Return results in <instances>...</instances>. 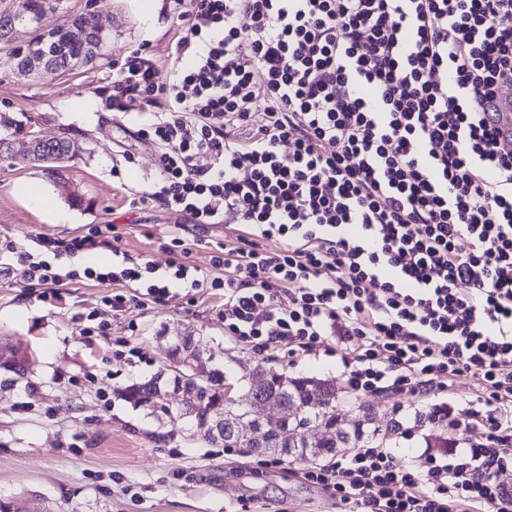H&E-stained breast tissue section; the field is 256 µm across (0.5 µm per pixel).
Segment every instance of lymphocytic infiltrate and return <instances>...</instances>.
<instances>
[{"mask_svg": "<svg viewBox=\"0 0 512 512\" xmlns=\"http://www.w3.org/2000/svg\"><path fill=\"white\" fill-rule=\"evenodd\" d=\"M175 3L184 61L160 84L132 50L109 106L150 116L148 201L247 232L208 272L174 258L106 273L134 290L106 307L220 288L230 342L309 353L335 337L353 392L477 379L466 419L429 410L462 449L419 470L361 448L304 478L356 512H512L497 481L512 466V151L486 124L512 85V0ZM17 272L62 283L28 253L0 263Z\"/></svg>", "mask_w": 512, "mask_h": 512, "instance_id": "f902f5d3", "label": "lymphocytic infiltrate"}]
</instances>
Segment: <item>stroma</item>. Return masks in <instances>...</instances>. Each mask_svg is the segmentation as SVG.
Segmentation results:
<instances>
[{
	"label": "stroma",
	"mask_w": 512,
	"mask_h": 512,
	"mask_svg": "<svg viewBox=\"0 0 512 512\" xmlns=\"http://www.w3.org/2000/svg\"><path fill=\"white\" fill-rule=\"evenodd\" d=\"M143 1L63 0L45 27L70 26L93 9L107 37L98 58L72 70L23 75L0 49V136L17 145L65 136L75 145L60 181L21 155L0 157V245L47 259L63 276L62 287L49 291L19 276L0 280V348L25 351L30 371L28 383L0 386V501L25 512H345L331 492L304 480L311 461L263 466L261 455L208 442L182 419L154 417L120 396L163 368L169 340L189 335L205 338L230 386L259 364L346 384L338 356L324 349L259 353L225 341L220 288H178L163 301L103 317L106 298L123 286L85 278V253L69 251L74 238L108 224L117 248L138 262L163 267L176 253L205 271L216 244L236 238L223 225L200 228L156 204L130 205L152 191L159 148L140 135V119L113 116V81L141 46L156 61L157 82L168 80L182 26L173 0H147V11ZM25 185L38 186L65 221L31 210L20 193ZM131 348L132 363L124 355ZM476 386L363 394L359 404L370 405L379 430L399 423L390 447L399 464L422 468L445 442L462 438L431 421L429 405L466 413Z\"/></svg>",
	"instance_id": "1"
}]
</instances>
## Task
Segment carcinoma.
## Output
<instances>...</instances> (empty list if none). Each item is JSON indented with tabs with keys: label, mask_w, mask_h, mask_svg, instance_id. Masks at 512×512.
Listing matches in <instances>:
<instances>
[{
	"label": "carcinoma",
	"mask_w": 512,
	"mask_h": 512,
	"mask_svg": "<svg viewBox=\"0 0 512 512\" xmlns=\"http://www.w3.org/2000/svg\"><path fill=\"white\" fill-rule=\"evenodd\" d=\"M53 9L45 8V0H19L17 10L8 15L0 14V45L10 41L11 33L18 24H40ZM43 47L55 52L48 69L68 71L92 61L96 54L88 43L74 41L68 32L46 28L34 38ZM71 154V140L66 137L38 141L31 150L30 163L53 175L59 174V163ZM195 348L204 359L205 368L200 376L192 379L199 388L195 400L179 399L170 406V411L193 423L204 422L217 416L235 412V417L224 418V447L259 448L276 453L285 459H300L288 439V431L299 437L301 444L318 449L321 458H326L340 448L367 446L378 435V429L367 431L363 426L372 421L369 411H364V421L352 430L337 426L336 406L342 390L336 388L332 378L292 377L256 366L241 378L248 405L275 404L283 409H293L294 417L283 423L281 433L264 434L261 438H241L236 421L246 416L247 405L227 396L224 388V373L214 364V353L203 346V340L185 336L171 342L172 356L187 348ZM182 389L181 378L163 369L152 377L127 386L122 398L134 408L155 412V402L160 394H176Z\"/></svg>",
	"instance_id": "cac0c4a2"
}]
</instances>
